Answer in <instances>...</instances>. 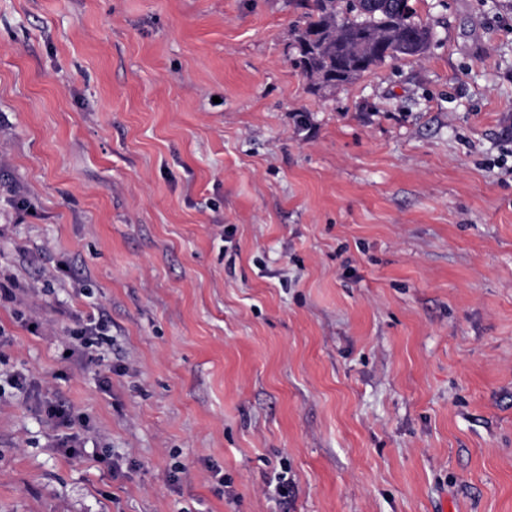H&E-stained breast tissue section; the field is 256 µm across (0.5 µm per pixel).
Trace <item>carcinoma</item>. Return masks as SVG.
Returning a JSON list of instances; mask_svg holds the SVG:
<instances>
[{"instance_id":"carcinoma-1","label":"carcinoma","mask_w":512,"mask_h":512,"mask_svg":"<svg viewBox=\"0 0 512 512\" xmlns=\"http://www.w3.org/2000/svg\"><path fill=\"white\" fill-rule=\"evenodd\" d=\"M336 2L313 0L293 30V64L315 91L350 83L432 41L411 0H345L343 8Z\"/></svg>"}]
</instances>
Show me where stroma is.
Segmentation results:
<instances>
[{
    "instance_id": "stroma-1",
    "label": "stroma",
    "mask_w": 512,
    "mask_h": 512,
    "mask_svg": "<svg viewBox=\"0 0 512 512\" xmlns=\"http://www.w3.org/2000/svg\"><path fill=\"white\" fill-rule=\"evenodd\" d=\"M310 2L0 0V512H512V0L321 92ZM107 324L103 318L96 316L94 313L87 315L85 319H76V327L72 330V338L76 344L72 348H68L70 356L77 355L82 358L85 363L93 365H101L104 359L94 354L93 346L107 340L106 336ZM49 415L53 418L58 426L71 430L65 442L66 448H83L81 431L84 430L85 424L81 419H76L70 414H67L59 409L51 408Z\"/></svg>"
}]
</instances>
